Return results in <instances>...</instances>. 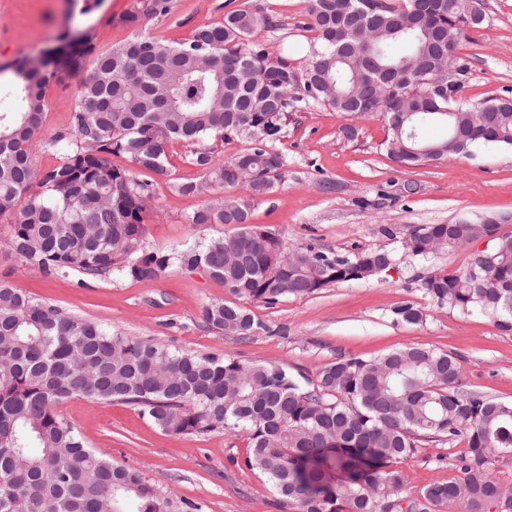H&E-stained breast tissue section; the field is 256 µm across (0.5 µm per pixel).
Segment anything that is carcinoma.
<instances>
[{
  "label": "carcinoma",
  "mask_w": 512,
  "mask_h": 512,
  "mask_svg": "<svg viewBox=\"0 0 512 512\" xmlns=\"http://www.w3.org/2000/svg\"><path fill=\"white\" fill-rule=\"evenodd\" d=\"M478 2L439 0L433 14L404 29L419 0H312L317 44L301 71L270 55L258 34L272 21L246 8L173 47L136 35L99 51L80 32L43 50L35 66H0L15 76L8 93L17 102L15 111L0 112V218L10 219L4 247L46 276L119 273L150 282L174 265H201L237 298L268 305L388 271L396 265L391 251L350 259L291 245L279 231L250 223L251 208L281 178L285 157L276 136L311 101L343 115L382 113L391 130L386 151L404 167L512 147V106L499 98L461 106L465 57L455 55V72L440 91L409 69L421 56L456 50L465 32L448 17L479 15ZM170 10L171 0H145L123 22L136 28L143 16ZM89 56L70 129L46 143L61 152L60 162L40 170L34 148L46 89ZM450 106L457 116H448ZM431 127L442 134L427 136ZM233 139L249 146L229 159L206 146ZM177 141L193 147L192 163L204 171L202 180L178 184L179 192L228 189L188 223L231 224L235 233L152 252L144 246L150 184L134 170L164 173L168 146ZM114 156L134 169L114 165ZM495 229L409 226L402 249L425 259ZM421 289L441 306L512 319V236L470 255L462 270L429 273ZM394 314L409 324L424 317L411 304ZM203 318L243 340L267 330L248 309L224 300L207 304ZM73 397L133 404L173 434L245 436V465L298 512H443L458 503L467 512H512V482L496 475L512 464V402L486 408L489 400L465 389L456 359L430 348L340 359L303 383L283 364L172 350L0 282V512L8 502L27 512H99L104 502L112 512H165L155 485L132 467L105 461L61 417L58 405ZM422 438L464 440L468 455L459 458L456 477L408 495L396 465Z\"/></svg>",
  "instance_id": "carcinoma-1"
}]
</instances>
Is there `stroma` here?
I'll list each match as a JSON object with an SVG mask.
<instances>
[{"label":"stroma","instance_id":"35a3bbf8","mask_svg":"<svg viewBox=\"0 0 512 512\" xmlns=\"http://www.w3.org/2000/svg\"><path fill=\"white\" fill-rule=\"evenodd\" d=\"M132 0H99L84 11V0H0V111L15 107L5 90L13 78L8 63L37 57L68 31L91 35L107 49L138 33L164 44L191 38L201 26L223 22L240 6L266 15L271 28L260 36L272 55L303 66L317 33L312 0H172L165 16L142 19L139 29L122 20ZM484 24L469 31L457 51L470 63L464 104L488 98L512 99V0H481ZM81 72L63 76L46 94L43 124L36 135L35 162L48 169L60 155L44 144L69 130ZM389 126L382 115L348 117L314 104L296 113L276 143L286 158L274 190L254 204L251 223L280 230L293 244H313L341 256L371 249L400 251V239L386 227L424 224H492L497 235H512V148H478L416 168L394 162L384 148ZM166 173L139 172L152 185L145 217L146 246L165 251L200 237L231 234V227L194 229L187 218L204 205V194L184 195L175 184L199 181L189 147L171 143ZM471 247L420 260L403 257L393 270L369 280L333 283L316 294L285 296L269 306L249 303L256 321L270 326L247 340L212 330L202 310L229 299L223 284L202 269L177 267L152 282L123 276L108 280L83 275L46 276L23 267L0 249V281L61 306L78 317L173 349L221 353L248 362L287 364L300 380L341 358L371 359L409 345L456 357L469 390L512 402V326L502 319L439 306L425 296L419 276L465 268ZM411 302L423 322L398 319V306ZM59 411L87 447L113 463L131 466L172 501L171 512H295L281 504L267 479L248 469L246 437L214 432L202 436L162 431L139 407L74 397ZM458 440H420L402 464L411 493L455 476L466 453Z\"/></svg>","mask_w":512,"mask_h":512}]
</instances>
